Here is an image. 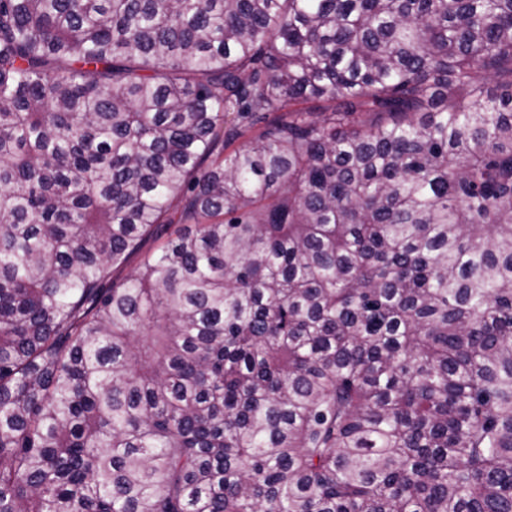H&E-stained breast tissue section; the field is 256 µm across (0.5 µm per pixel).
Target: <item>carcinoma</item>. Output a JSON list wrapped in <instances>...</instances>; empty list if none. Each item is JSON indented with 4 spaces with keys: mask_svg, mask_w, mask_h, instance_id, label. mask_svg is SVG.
<instances>
[{
    "mask_svg": "<svg viewBox=\"0 0 512 512\" xmlns=\"http://www.w3.org/2000/svg\"><path fill=\"white\" fill-rule=\"evenodd\" d=\"M0 512H512V0H0Z\"/></svg>",
    "mask_w": 512,
    "mask_h": 512,
    "instance_id": "carcinoma-1",
    "label": "carcinoma"
}]
</instances>
